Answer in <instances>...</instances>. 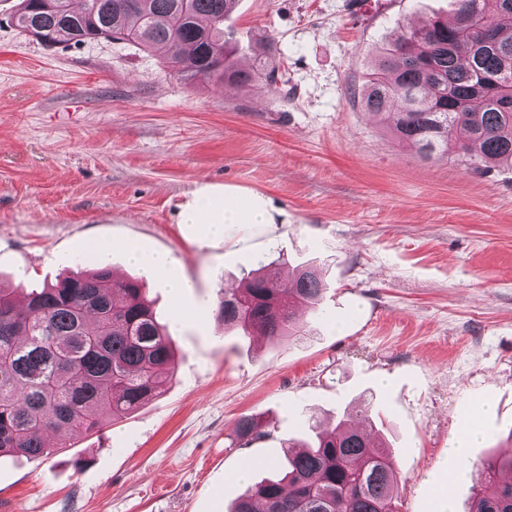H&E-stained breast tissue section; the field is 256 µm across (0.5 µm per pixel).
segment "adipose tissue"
<instances>
[{"label": "adipose tissue", "instance_id": "obj_1", "mask_svg": "<svg viewBox=\"0 0 512 512\" xmlns=\"http://www.w3.org/2000/svg\"><path fill=\"white\" fill-rule=\"evenodd\" d=\"M182 221L206 225L207 237L215 239L222 237L228 226L273 224L277 218L268 199L262 194L228 188L223 195L216 197L202 188L186 203Z\"/></svg>", "mask_w": 512, "mask_h": 512}]
</instances>
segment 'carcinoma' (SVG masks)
Listing matches in <instances>:
<instances>
[{"mask_svg": "<svg viewBox=\"0 0 512 512\" xmlns=\"http://www.w3.org/2000/svg\"><path fill=\"white\" fill-rule=\"evenodd\" d=\"M236 0H21L14 25L47 45L108 39L158 49L189 80L274 89L276 67L259 74L229 59L224 19ZM450 21L429 18L383 44L362 103L390 114L396 139L424 157L454 143L478 171L512 169V0H455ZM324 285L316 272L293 278L260 268L224 289V325L271 342L301 336L300 308L314 309ZM177 366L172 336L137 279L91 267L33 289L22 303L0 288V457L47 458L51 433L95 432L157 396ZM315 442L286 452L288 471L251 486L230 512H392V452L349 420L314 428ZM236 439L267 435L254 415L239 418ZM512 453L482 465L469 512H512Z\"/></svg>", "mask_w": 512, "mask_h": 512, "instance_id": "carcinoma-1", "label": "carcinoma"}]
</instances>
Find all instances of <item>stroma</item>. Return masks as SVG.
<instances>
[{"label":"stroma","instance_id":"1","mask_svg":"<svg viewBox=\"0 0 512 512\" xmlns=\"http://www.w3.org/2000/svg\"><path fill=\"white\" fill-rule=\"evenodd\" d=\"M0 0V286L39 288L112 247L166 252L189 295L156 280L178 366L157 398L48 458L0 457V512H229L278 476L288 440L348 414L383 422L394 512H433L448 449L481 431L471 469L512 436V171L457 149L425 158L363 108L372 51L401 26L451 18L454 0H238L224 30L240 65L257 33L287 91L263 80L186 81L163 53L103 39L48 47ZM268 198L279 224L203 241L180 221L191 193ZM271 264L310 266L327 289L304 335L270 343L226 328L225 287ZM264 439L233 445L240 416ZM253 467L246 482L233 474Z\"/></svg>","mask_w":512,"mask_h":512}]
</instances>
